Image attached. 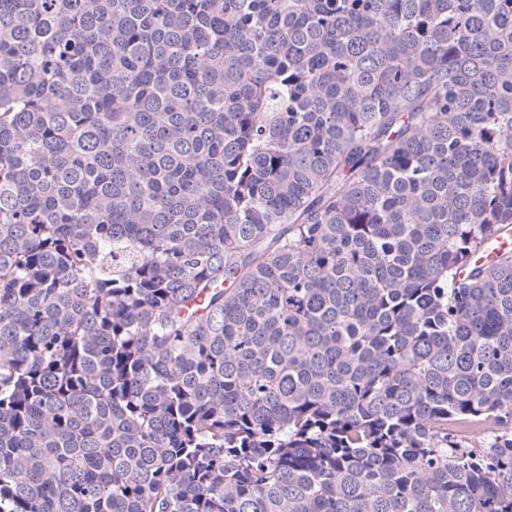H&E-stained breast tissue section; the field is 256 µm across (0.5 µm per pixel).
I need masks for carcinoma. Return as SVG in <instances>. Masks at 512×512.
<instances>
[{"label": "carcinoma", "instance_id": "1", "mask_svg": "<svg viewBox=\"0 0 512 512\" xmlns=\"http://www.w3.org/2000/svg\"><path fill=\"white\" fill-rule=\"evenodd\" d=\"M504 224L512 0H0V512H512Z\"/></svg>", "mask_w": 512, "mask_h": 512}]
</instances>
